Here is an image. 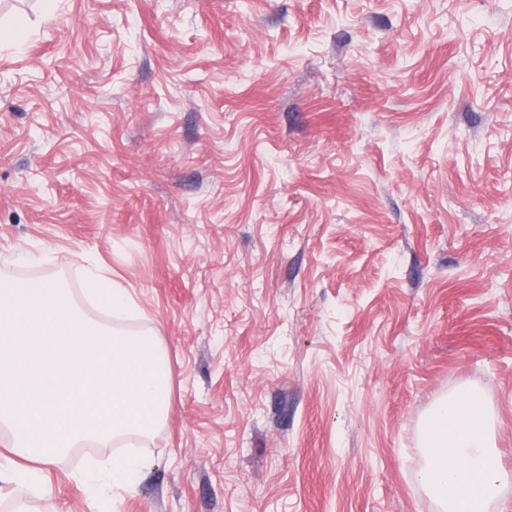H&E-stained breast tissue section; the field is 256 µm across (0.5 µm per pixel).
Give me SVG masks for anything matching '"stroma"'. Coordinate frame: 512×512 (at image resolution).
Here are the masks:
<instances>
[{
	"label": "stroma",
	"mask_w": 512,
	"mask_h": 512,
	"mask_svg": "<svg viewBox=\"0 0 512 512\" xmlns=\"http://www.w3.org/2000/svg\"><path fill=\"white\" fill-rule=\"evenodd\" d=\"M0 278L103 266L170 410L0 512H439L474 389L512 470V0H0ZM133 490L91 489L113 460Z\"/></svg>",
	"instance_id": "stroma-1"
}]
</instances>
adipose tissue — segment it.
Masks as SVG:
<instances>
[{
    "mask_svg": "<svg viewBox=\"0 0 512 512\" xmlns=\"http://www.w3.org/2000/svg\"><path fill=\"white\" fill-rule=\"evenodd\" d=\"M492 434L489 407L470 391L440 399L424 417L427 461L416 478L442 512H484L512 483V472L496 463Z\"/></svg>",
    "mask_w": 512,
    "mask_h": 512,
    "instance_id": "ef3b65f1",
    "label": "adipose tissue"
}]
</instances>
